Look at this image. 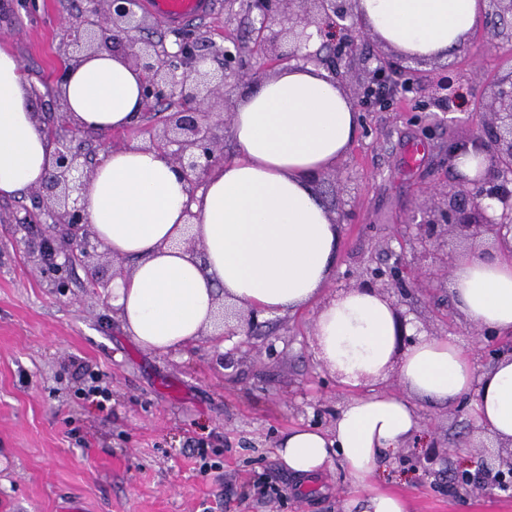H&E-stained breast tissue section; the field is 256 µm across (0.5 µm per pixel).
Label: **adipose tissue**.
<instances>
[{"label": "adipose tissue", "instance_id": "1", "mask_svg": "<svg viewBox=\"0 0 512 512\" xmlns=\"http://www.w3.org/2000/svg\"><path fill=\"white\" fill-rule=\"evenodd\" d=\"M367 30L393 49L444 56L464 43L480 0H354ZM141 72L101 51L70 66L59 88L80 129L109 133L139 122ZM359 115L343 89L311 66L283 69L238 97L231 119L235 153L189 193L168 155L134 145L111 150L87 182L82 202L95 237L128 273L109 284L124 331L141 347L169 352L192 343L219 302L284 315L319 303L314 337L321 359L346 384L377 379L395 347L391 304L355 289L322 300L340 242L336 214L322 202L317 176L346 155ZM55 146L39 126L18 58L0 49V196L18 197L52 171ZM195 234L203 256L181 247ZM450 292L465 322L512 333V258L460 253ZM399 372L410 390L440 405L472 396L479 428L512 442V358L475 377L445 340L418 339ZM414 405L391 394L358 397L337 414L332 434L296 429L277 453L298 476L340 459L366 482L413 437Z\"/></svg>", "mask_w": 512, "mask_h": 512}]
</instances>
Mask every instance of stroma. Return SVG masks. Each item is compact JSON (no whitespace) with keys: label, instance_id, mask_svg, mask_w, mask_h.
<instances>
[{"label":"stroma","instance_id":"35a3bbf8","mask_svg":"<svg viewBox=\"0 0 512 512\" xmlns=\"http://www.w3.org/2000/svg\"><path fill=\"white\" fill-rule=\"evenodd\" d=\"M36 2L29 14L0 0V48L42 91L54 84L64 57L61 23L75 15L78 0ZM215 2V12L190 32L219 43L245 39L246 11ZM468 43L470 52L419 64L420 80L408 91L394 86L386 107L354 99L358 134L317 179L327 207L348 215L323 299L354 288L364 267L389 264L387 246L408 236V217L428 187L448 179L449 139H468L481 127L491 84L512 70V46L482 24ZM445 63L460 76L464 100L426 135L421 122L438 110L432 80ZM167 112L152 108L141 123L88 136L85 144L100 154L131 137L148 141L147 125ZM30 202L27 194L0 197V512H60L70 499L82 512H358L373 489L399 496L406 512H512V489L491 486L481 471L489 450L477 440L468 400L448 407L416 400L415 438L370 487L355 486L337 462L299 480L275 451L279 439L299 428L331 432L339 409L358 396L410 398L397 364L378 380L343 384L318 355L314 304L268 318L252 337L220 342L204 333L175 352L142 348L104 289L87 290L81 266L68 269L64 288L36 268L28 231L15 221ZM461 249L454 234L447 246H428L418 287L392 303L420 335L455 344L480 376L494 363L487 339L457 315L449 280L436 274ZM91 372L101 373L108 401L81 397ZM200 447L211 470L195 458ZM464 469L466 485L455 480Z\"/></svg>","mask_w":512,"mask_h":512}]
</instances>
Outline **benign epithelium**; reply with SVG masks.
<instances>
[{"mask_svg":"<svg viewBox=\"0 0 512 512\" xmlns=\"http://www.w3.org/2000/svg\"><path fill=\"white\" fill-rule=\"evenodd\" d=\"M302 0H246V10L252 22V40L260 49L288 38V49L277 54V61L293 60L325 67L331 76L341 80L336 63L346 56L353 45L354 35L364 34V27L353 13L352 0H307L313 5V15L298 17L286 11V6ZM484 12L499 19V24L512 17V0H483ZM340 21L344 37L324 44L329 55L304 53L316 28L322 33L321 22ZM279 23V32L273 25ZM145 17L139 14L138 0H85L77 19L65 23L67 61L58 69L55 82H63L72 63H77L99 48L120 49L134 60L143 75L142 96L145 108L155 102L171 101L179 105L169 122L160 129L149 131V146L165 152L189 190L202 186L210 171L223 162L224 120L215 119L216 111L224 108V88L230 81L253 76L251 58L238 44L229 47L207 36L182 33L172 44L165 40H145L138 36L144 29ZM437 102L445 110L461 94L460 81L450 76L448 68L435 82ZM489 118L479 134L467 141L448 142V163L454 164L458 146L486 155V171L474 178L457 175L432 194L412 215L410 227L415 239L426 242L448 236V228L456 229L466 240L491 239L500 249L512 247V71L492 85ZM55 143V162L50 176L39 187L45 196L33 209L17 218L37 238L33 254L40 267L57 276L72 262L80 264L89 287L104 283L100 276L99 258L102 244L91 231L80 193L92 173L89 154L80 144L66 138V133L82 135L79 127L67 118V113L51 114L45 120ZM64 258L58 262V258ZM393 262L386 267L366 272L361 289L384 295L390 290L400 294L411 289L415 269L405 252L391 253ZM258 323V314L243 315L222 306L215 315V325L224 328V335L242 331L250 333ZM492 483L498 487L512 485V459L507 463L491 458L485 462Z\"/></svg>","mask_w":512,"mask_h":512,"instance_id":"obj_1","label":"benign epithelium"}]
</instances>
